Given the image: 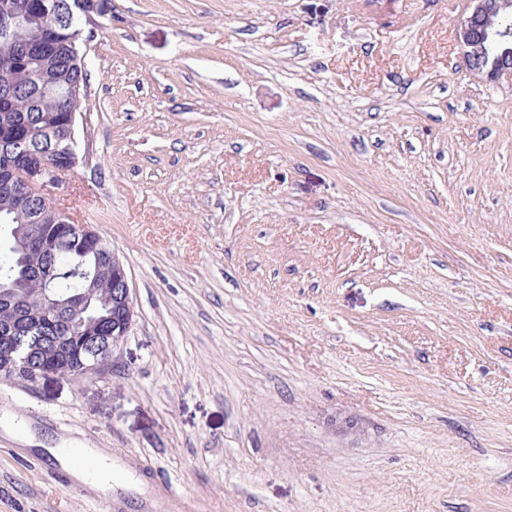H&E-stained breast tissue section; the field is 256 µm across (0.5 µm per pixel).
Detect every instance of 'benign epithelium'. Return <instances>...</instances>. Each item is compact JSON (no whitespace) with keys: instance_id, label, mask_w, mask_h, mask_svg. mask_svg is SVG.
<instances>
[{"instance_id":"obj_1","label":"benign epithelium","mask_w":512,"mask_h":512,"mask_svg":"<svg viewBox=\"0 0 512 512\" xmlns=\"http://www.w3.org/2000/svg\"><path fill=\"white\" fill-rule=\"evenodd\" d=\"M107 11L105 0H24L22 11L15 22L23 24L33 16L60 18L63 27L77 28L82 22H92L94 17ZM512 15V0H470L468 14L456 28V39L464 47L466 68L477 75L493 80L504 74L512 75V31L501 28V19ZM77 113H71L68 131L66 162L59 164L47 156L16 164L9 172V183L15 194L26 200H36L44 205L53 203L56 221L67 235L76 237L98 248L101 238L86 224H77L55 203L51 189L60 188L61 173L72 169L78 159V143L75 139ZM112 284L119 292L112 294V332L104 336L99 324L91 319L79 321L78 336H53L49 350L64 352L75 344L95 341L90 355L79 363V375L87 377L112 363L114 351L128 336L133 320L131 289L124 267L116 255H111ZM7 310L13 312L17 306H35L40 310L32 325L39 326L50 321V316L68 313L74 308L73 299L60 298L48 288L40 289L36 295L21 293L5 299ZM44 348H33L25 353L11 342L0 344V375L13 378L22 369L29 368L31 355H40Z\"/></svg>"}]
</instances>
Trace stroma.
Masks as SVG:
<instances>
[{
    "mask_svg": "<svg viewBox=\"0 0 512 512\" xmlns=\"http://www.w3.org/2000/svg\"><path fill=\"white\" fill-rule=\"evenodd\" d=\"M468 0H109L75 222L110 366L0 377V512H512V78ZM87 448L123 480L69 484ZM470 4L455 33L464 47L466 68L490 80L512 75V31L500 25L503 17L512 15V0H470ZM112 271L106 275L104 271L101 280L103 293H107L112 298V306L104 308L102 303L91 301V306L86 311L85 318H93L100 325L109 328L112 324V332L108 336H103L99 324L91 319H80V336H54V330L51 327H43L41 333L36 335L25 325L19 326L12 337L25 336L26 343L34 342L32 336H52L49 346L51 354L69 350L73 344H82L90 340L96 341L90 355L84 361L79 363V375L87 377L93 373L99 372L112 363L114 351L120 347L128 336L129 329L133 320V306L131 299V289L124 267L119 258L112 252L110 253ZM105 273V274H104ZM113 285H118L119 292L114 293Z\"/></svg>",
    "mask_w": 512,
    "mask_h": 512,
    "instance_id": "1",
    "label": "stroma"
}]
</instances>
